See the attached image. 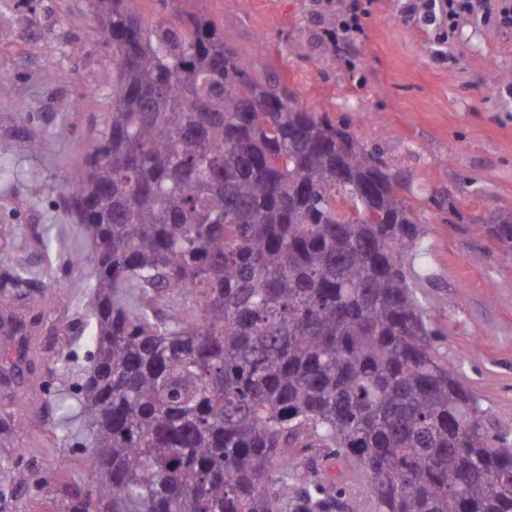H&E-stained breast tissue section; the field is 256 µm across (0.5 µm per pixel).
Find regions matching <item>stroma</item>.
<instances>
[{
    "label": "stroma",
    "instance_id": "1",
    "mask_svg": "<svg viewBox=\"0 0 512 512\" xmlns=\"http://www.w3.org/2000/svg\"><path fill=\"white\" fill-rule=\"evenodd\" d=\"M405 0H208L225 45L251 61L254 80L279 81L304 109L342 126L391 167L420 219L416 296L438 329L435 346L512 445V258L480 227L512 209V27L460 14L447 40L422 19L406 20ZM363 30L344 34L351 16ZM87 0H0V269L20 263L46 295L34 323L32 390L0 380V461L32 471L26 487L5 489V512H67V484L98 486L85 465L84 436L55 409L72 399L88 348L77 342L50 377L55 329L83 318L90 265L69 267L58 252L88 253L87 234L60 204L80 172L93 129L112 109L104 79L108 51L96 42ZM83 53H74V46ZM501 74L486 90L488 71ZM40 148L31 151L30 140ZM450 192L452 208L431 197ZM50 237L46 253L38 237ZM313 456L323 478L344 482L337 512H375L369 474L345 483L346 462Z\"/></svg>",
    "mask_w": 512,
    "mask_h": 512
}]
</instances>
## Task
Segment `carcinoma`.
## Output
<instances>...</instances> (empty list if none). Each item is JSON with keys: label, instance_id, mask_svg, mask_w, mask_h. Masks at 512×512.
I'll return each instance as SVG.
<instances>
[{"label": "carcinoma", "instance_id": "obj_1", "mask_svg": "<svg viewBox=\"0 0 512 512\" xmlns=\"http://www.w3.org/2000/svg\"><path fill=\"white\" fill-rule=\"evenodd\" d=\"M133 2L88 0L112 110L64 202L91 239L92 350L57 406L102 481L68 485V512H330L312 448L366 468L377 512H512V448L402 265L421 238L403 176L253 81L207 0H156L166 20ZM482 231L512 254V210ZM42 297L0 274V336Z\"/></svg>", "mask_w": 512, "mask_h": 512}]
</instances>
